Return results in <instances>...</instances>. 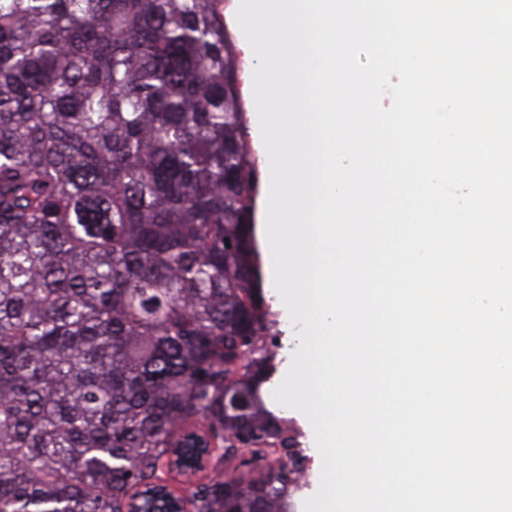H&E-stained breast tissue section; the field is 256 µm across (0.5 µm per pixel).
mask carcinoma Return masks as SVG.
<instances>
[{
	"instance_id": "1",
	"label": "carcinoma",
	"mask_w": 512,
	"mask_h": 512,
	"mask_svg": "<svg viewBox=\"0 0 512 512\" xmlns=\"http://www.w3.org/2000/svg\"><path fill=\"white\" fill-rule=\"evenodd\" d=\"M242 71L223 0H0V512H293Z\"/></svg>"
}]
</instances>
